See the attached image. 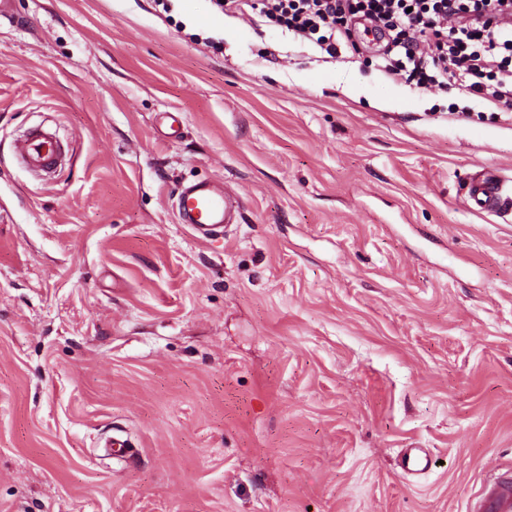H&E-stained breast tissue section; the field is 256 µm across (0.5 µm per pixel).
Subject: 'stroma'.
<instances>
[{"instance_id":"obj_1","label":"stroma","mask_w":512,"mask_h":512,"mask_svg":"<svg viewBox=\"0 0 512 512\" xmlns=\"http://www.w3.org/2000/svg\"><path fill=\"white\" fill-rule=\"evenodd\" d=\"M14 9L0 512H469L512 472V215L467 201L512 114L212 0ZM36 125L49 177L11 149ZM202 180L241 200L214 241L176 219ZM14 154L30 170L52 171L62 154L60 140L40 126L27 129L13 144Z\"/></svg>"}]
</instances>
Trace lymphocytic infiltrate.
Segmentation results:
<instances>
[{
	"instance_id": "1",
	"label": "lymphocytic infiltrate",
	"mask_w": 512,
	"mask_h": 512,
	"mask_svg": "<svg viewBox=\"0 0 512 512\" xmlns=\"http://www.w3.org/2000/svg\"><path fill=\"white\" fill-rule=\"evenodd\" d=\"M257 17L336 59L363 26L383 42L390 79L512 112V0H262Z\"/></svg>"
}]
</instances>
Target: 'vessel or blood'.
<instances>
[{"mask_svg": "<svg viewBox=\"0 0 512 512\" xmlns=\"http://www.w3.org/2000/svg\"><path fill=\"white\" fill-rule=\"evenodd\" d=\"M13 150L27 169L51 171L59 164L62 145L55 134L35 126L15 140ZM468 202L481 212L511 215L512 182L491 171H478L468 187ZM239 210L237 197L207 181L181 188L178 194L180 223L203 240L223 235L227 225L237 223ZM472 512H512V477L502 475L489 480Z\"/></svg>", "mask_w": 512, "mask_h": 512, "instance_id": "obj_1", "label": "vessel or blood"}]
</instances>
